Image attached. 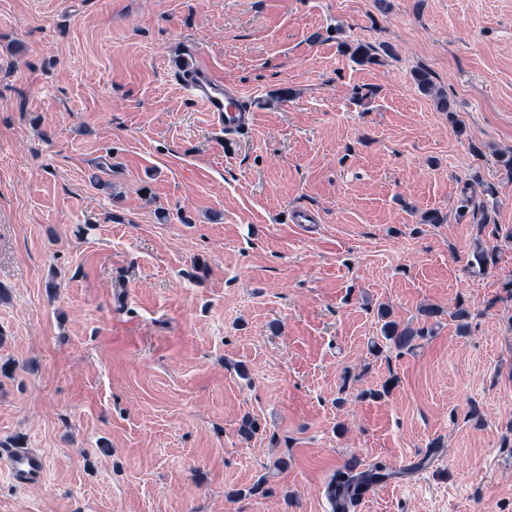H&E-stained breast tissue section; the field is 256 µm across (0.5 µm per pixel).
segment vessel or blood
I'll use <instances>...</instances> for the list:
<instances>
[{
    "instance_id": "obj_1",
    "label": "vessel or blood",
    "mask_w": 512,
    "mask_h": 512,
    "mask_svg": "<svg viewBox=\"0 0 512 512\" xmlns=\"http://www.w3.org/2000/svg\"><path fill=\"white\" fill-rule=\"evenodd\" d=\"M182 73L199 106L209 113L215 130L232 133L253 126L254 109L244 102L239 91L225 85L201 59L187 60ZM45 472L46 463L39 453L27 448L0 446V473L17 485L39 483Z\"/></svg>"
}]
</instances>
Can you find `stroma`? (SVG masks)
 <instances>
[{
  "instance_id": "stroma-1",
  "label": "stroma",
  "mask_w": 512,
  "mask_h": 512,
  "mask_svg": "<svg viewBox=\"0 0 512 512\" xmlns=\"http://www.w3.org/2000/svg\"><path fill=\"white\" fill-rule=\"evenodd\" d=\"M507 150L512 0H0V443L47 461L0 512H325L350 463L353 512H512ZM182 73L192 96L204 112H209L215 130L232 133L254 125V109L244 102L239 91L225 85L201 58L187 59ZM382 333L384 338L396 349H411L416 339L424 336V327L413 328L393 320H387L383 324ZM383 468L378 466L360 473L352 471H339L336 475L337 487L345 486L347 490L358 489L368 482H380L387 478ZM336 486L328 484L326 488V497L330 504L331 512H350L351 497H343L336 491ZM374 490L373 485H364L354 495L358 499L369 496Z\"/></svg>"
}]
</instances>
